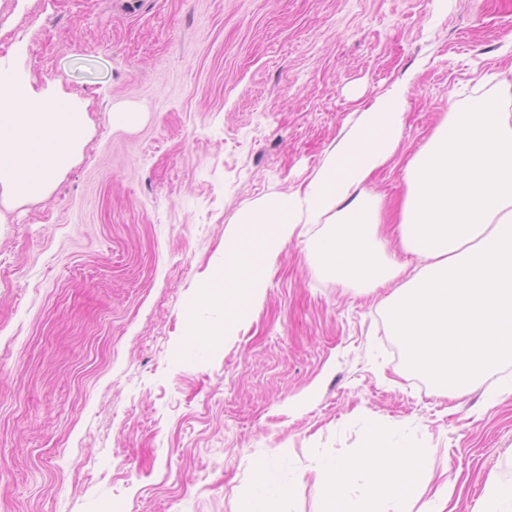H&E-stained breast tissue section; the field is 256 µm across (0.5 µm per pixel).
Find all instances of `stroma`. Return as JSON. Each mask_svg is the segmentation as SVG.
Segmentation results:
<instances>
[{"label": "stroma", "mask_w": 512, "mask_h": 512, "mask_svg": "<svg viewBox=\"0 0 512 512\" xmlns=\"http://www.w3.org/2000/svg\"><path fill=\"white\" fill-rule=\"evenodd\" d=\"M0 59L90 129L50 193L0 208V512H237L259 460L319 512L309 468L366 423L432 449L454 512L512 482V395L488 397L512 365L434 391L387 289L316 274L298 242L239 335L185 347L188 318L224 327L198 294L237 209L301 185L401 84L400 146L365 186L398 205L446 113L512 83V0H0Z\"/></svg>", "instance_id": "35a3bbf8"}]
</instances>
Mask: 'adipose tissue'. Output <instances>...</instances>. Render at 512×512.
<instances>
[{
  "instance_id": "ef3b65f1",
  "label": "adipose tissue",
  "mask_w": 512,
  "mask_h": 512,
  "mask_svg": "<svg viewBox=\"0 0 512 512\" xmlns=\"http://www.w3.org/2000/svg\"><path fill=\"white\" fill-rule=\"evenodd\" d=\"M406 89L392 87L361 107L304 185L240 207L224 232V333L236 335L264 298L268 273L299 241L320 276L361 294L392 286L384 301L407 368L458 395L512 361V113L481 97L451 110L404 170L396 214L365 191L400 141ZM84 113L32 89L0 59V205L47 194L87 141ZM399 250H392V242ZM413 255L415 266L398 258ZM431 449L391 448L380 428L363 427L348 459L311 472L321 512H410ZM240 512H288L292 487L265 462ZM362 476L358 498L348 484Z\"/></svg>"
}]
</instances>
